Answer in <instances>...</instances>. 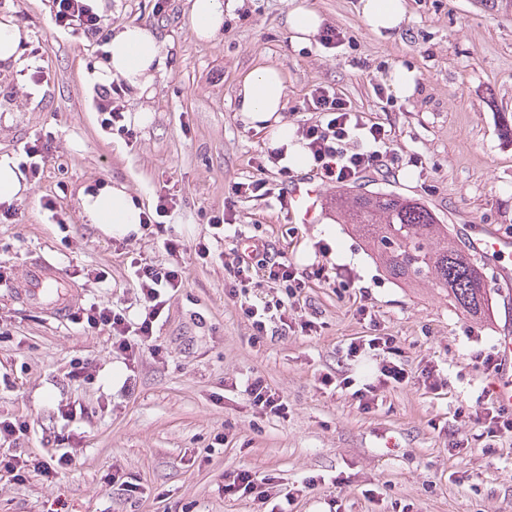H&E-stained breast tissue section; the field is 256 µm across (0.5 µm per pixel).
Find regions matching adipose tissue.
<instances>
[{"mask_svg": "<svg viewBox=\"0 0 512 512\" xmlns=\"http://www.w3.org/2000/svg\"><path fill=\"white\" fill-rule=\"evenodd\" d=\"M358 11L377 32L394 33L406 20L404 0H359ZM29 39L27 29L8 15L0 16V67L22 69V49ZM106 57L87 72L89 84L108 85L119 81L139 93L150 92L162 69L163 56L155 30L137 24L112 33L105 47ZM286 83L273 66L250 70L241 80L237 105L244 121L252 128L271 130L272 147L282 149V160L289 168L304 172L311 165L307 150L296 142L294 130L284 120ZM80 204L91 223L103 233L126 235L139 231L142 209L122 186H105L97 193L81 195Z\"/></svg>", "mask_w": 512, "mask_h": 512, "instance_id": "1", "label": "adipose tissue"}]
</instances>
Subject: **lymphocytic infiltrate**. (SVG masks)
<instances>
[{"mask_svg": "<svg viewBox=\"0 0 512 512\" xmlns=\"http://www.w3.org/2000/svg\"><path fill=\"white\" fill-rule=\"evenodd\" d=\"M47 3L56 28L77 35L92 48H103L111 40V30L104 27L100 15L87 0H47ZM307 107L322 113L323 119L299 126L297 135L310 153L313 169L323 179L345 185L376 164L382 149L388 145V134L381 125L368 120L363 113L353 111L341 95L325 87L312 90ZM176 205L175 198L161 194L157 197L154 212L143 215V231L164 235L163 245L173 264L163 270L143 258L131 261L141 306L137 318H130L126 307L94 302L82 312L81 321L86 328L107 331L113 348L128 360H136L146 353L159 356L161 349L154 336V325L170 299L183 286L184 254L191 252L197 259H207L213 242L227 239L233 254V279L226 284L224 293L249 321L254 342L291 332L303 336L318 334L320 326L306 315L301 300L310 281L326 279L325 267L302 269L291 258L270 257L263 238L248 236L238 230L227 233L229 221L220 216L210 221V238L187 245L180 239L166 237L163 218ZM257 278L276 286V295L258 297L249 294L247 287ZM346 355L353 359L377 358L376 372L363 380L349 376L336 379L326 374L320 383L349 396L358 409L365 412L377 407L384 389L407 384L410 380H417L435 395L446 385L438 365L432 363L421 367L417 375H410L398 338L389 334L350 342ZM456 415L481 425L484 436L492 440H512V412L502 408L493 396L481 395L474 403L458 406Z\"/></svg>", "mask_w": 512, "mask_h": 512, "instance_id": "1", "label": "lymphocytic infiltrate"}]
</instances>
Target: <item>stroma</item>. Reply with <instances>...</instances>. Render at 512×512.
I'll list each match as a JSON object with an SVG mask.
<instances>
[{"label": "stroma", "instance_id": "1", "mask_svg": "<svg viewBox=\"0 0 512 512\" xmlns=\"http://www.w3.org/2000/svg\"><path fill=\"white\" fill-rule=\"evenodd\" d=\"M102 3L108 27L144 25L161 42L164 68L152 94L123 98L131 139L101 129L84 78L96 56L53 27L45 0H0V15L38 39L46 66L38 84L0 70V154L49 143L41 178L27 182L15 213L0 215V420L26 424V460L59 455V434L77 450L75 464L49 475L30 469L18 481L0 472V512H271L308 476L324 482L294 512H512V444L486 453L477 426L453 416L490 383L470 357L497 352L512 330V287L490 285L493 314L480 322L433 289L395 285L337 219L333 183L324 185L320 221L294 223L277 198L288 184L265 158L271 133L247 127L236 105L243 74L265 65L284 76L292 126L318 121L304 103L311 89L334 88L387 130L399 158L360 173L351 192L419 200L465 243L474 224L512 235V13L487 12L478 0H405L403 28L380 35L363 23L358 0H240L222 30L201 40L188 0ZM299 3L336 30V47L291 42L286 19ZM398 65L417 71V90L388 102L376 89ZM256 180L268 195H233L234 183ZM93 184L126 185L145 209L173 194L177 207L165 222L184 240L210 235V218L223 213L263 237L271 256L349 272L356 287H368L363 303L379 329L398 336L410 366L438 364L446 389L389 388L375 412L363 413L321 388L319 375L360 379L373 369L340 350L369 332L353 316L362 303L354 289L312 282L306 310L322 323L320 335L252 345L248 321L224 295L222 243L207 262L187 257L184 285L162 315L160 356L126 363L107 332L83 331L70 318L94 302L135 304L131 260L164 268L170 258L162 236L117 238L87 223L79 195ZM49 199L55 211L44 209ZM36 257L64 271L69 320L16 299ZM78 363L93 380L69 378ZM254 373L284 396L287 417L251 404L242 385ZM462 438L468 447L449 455V441ZM243 469L272 478L266 502L225 494V474ZM116 475L138 484L137 506L113 489Z\"/></svg>", "mask_w": 512, "mask_h": 512}]
</instances>
